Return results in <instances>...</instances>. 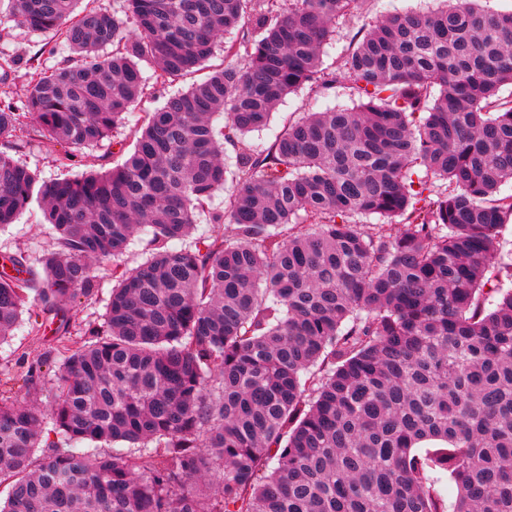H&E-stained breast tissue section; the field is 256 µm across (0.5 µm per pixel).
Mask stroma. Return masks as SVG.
<instances>
[{
    "label": "stroma",
    "mask_w": 512,
    "mask_h": 512,
    "mask_svg": "<svg viewBox=\"0 0 512 512\" xmlns=\"http://www.w3.org/2000/svg\"><path fill=\"white\" fill-rule=\"evenodd\" d=\"M434 0H366L359 14L345 25L339 26L330 44L322 54L324 67L337 65L359 30L393 12L428 10L434 8ZM57 35L51 32H32L17 26L8 11L0 12V101L15 108H23L26 102L27 84L31 68L51 71L60 66L63 51L57 50ZM347 89L336 88L317 93L304 87L286 96L273 114L271 122L262 131L252 133V140L267 143L282 130L291 117L305 112H321L351 105ZM132 140L131 129H122L115 137L103 139L95 146L70 151L67 144L49 141L36 122H28L24 137L13 142L10 137H0V150L12 149L13 156L21 164L36 171L41 179L53 180L77 177L89 170L104 171L121 162L124 147ZM73 153L69 166H61L59 159L65 153ZM53 247V230L45 223L38 206H31L10 225L0 228V265L9 258H23L27 267L42 271L43 261ZM151 254L148 236L131 241L127 251L117 260H105L94 267L97 291L95 295L77 296L68 300L64 309L69 320L73 339H83L85 332L102 325L111 292L118 284L114 268L131 270L142 264ZM42 316L37 301H29L21 314L13 336L0 342V397L8 401L27 400L23 375L28 363L34 362L55 345L51 330H37L36 323Z\"/></svg>",
    "instance_id": "1"
}]
</instances>
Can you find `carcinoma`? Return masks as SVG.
Masks as SVG:
<instances>
[{
	"instance_id": "carcinoma-1",
	"label": "carcinoma",
	"mask_w": 512,
	"mask_h": 512,
	"mask_svg": "<svg viewBox=\"0 0 512 512\" xmlns=\"http://www.w3.org/2000/svg\"><path fill=\"white\" fill-rule=\"evenodd\" d=\"M77 2L9 0L70 56L0 107V136L31 119L93 146L143 67L172 83L221 40L224 67L145 112L107 171L41 181L0 151V226L36 200L55 232L44 276L0 273L1 340L29 298L58 312L94 264L154 247L93 340L27 366L35 397L59 361L52 404H0V512H512V11L390 14L327 71L365 0H122L64 25ZM306 85L357 102L249 138ZM201 213L215 231L174 246Z\"/></svg>"
}]
</instances>
